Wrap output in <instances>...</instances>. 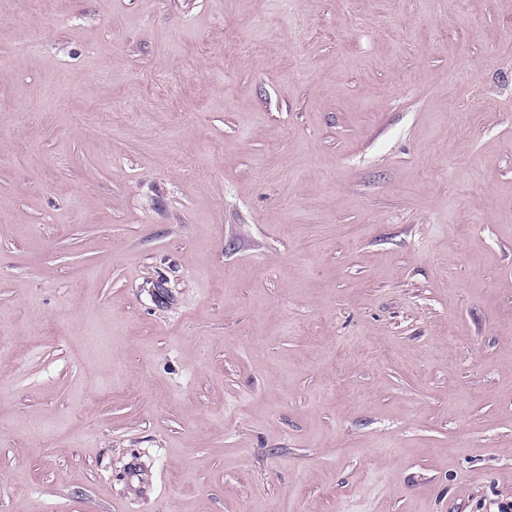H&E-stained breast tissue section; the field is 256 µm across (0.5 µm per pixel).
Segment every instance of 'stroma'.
Wrapping results in <instances>:
<instances>
[{
	"instance_id": "obj_1",
	"label": "stroma",
	"mask_w": 512,
	"mask_h": 512,
	"mask_svg": "<svg viewBox=\"0 0 512 512\" xmlns=\"http://www.w3.org/2000/svg\"><path fill=\"white\" fill-rule=\"evenodd\" d=\"M509 25L0 0V512L512 500Z\"/></svg>"
}]
</instances>
